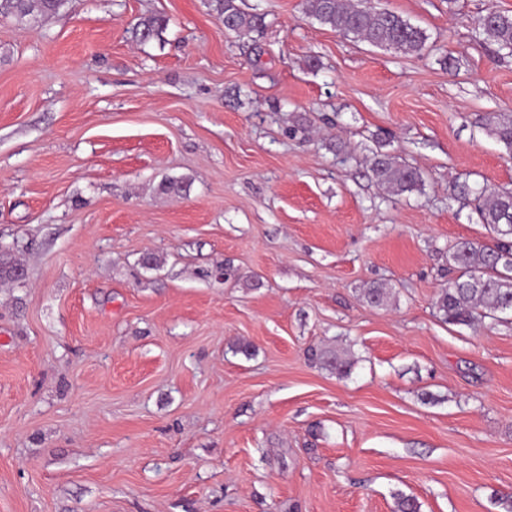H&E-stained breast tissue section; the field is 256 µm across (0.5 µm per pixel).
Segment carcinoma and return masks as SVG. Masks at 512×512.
<instances>
[{
  "mask_svg": "<svg viewBox=\"0 0 512 512\" xmlns=\"http://www.w3.org/2000/svg\"><path fill=\"white\" fill-rule=\"evenodd\" d=\"M225 30L246 36L264 26V18L244 12L237 0H215ZM68 4V0H0V18L37 24ZM307 11L317 21L355 41L393 49L403 54L422 51L428 35L401 15L371 5L345 0H307ZM166 19L148 16L134 29L135 37L146 42L164 30ZM480 34L499 50L512 53V14L493 12L479 22ZM486 126L506 153L512 154V113L500 112L485 117ZM371 172L375 181L396 196L410 194L422 184L416 168L403 164L388 152L374 155ZM476 213L492 238L489 245L470 241L456 243L448 255L449 269L456 276L440 289L435 305L443 319L452 325L469 326L497 314L512 311V190H481ZM314 356L346 375L352 361L338 353L324 351Z\"/></svg>",
  "mask_w": 512,
  "mask_h": 512,
  "instance_id": "cac0c4a2",
  "label": "carcinoma"
}]
</instances>
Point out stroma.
<instances>
[{"label":"stroma","instance_id":"stroma-1","mask_svg":"<svg viewBox=\"0 0 512 512\" xmlns=\"http://www.w3.org/2000/svg\"><path fill=\"white\" fill-rule=\"evenodd\" d=\"M237 3L260 31L213 0L0 19V247L25 271L0 281V512H502L512 313L434 301L449 248L491 241L476 190L512 187L481 123L512 112V54L478 33L512 0H375L426 31L408 55L306 0ZM379 150L420 190L379 186ZM237 0H215L224 28L237 36H246L264 26V18L258 14L244 12ZM166 26V19L162 16H148L141 19L134 29L135 37L140 42L149 41L164 30Z\"/></svg>","mask_w":512,"mask_h":512}]
</instances>
